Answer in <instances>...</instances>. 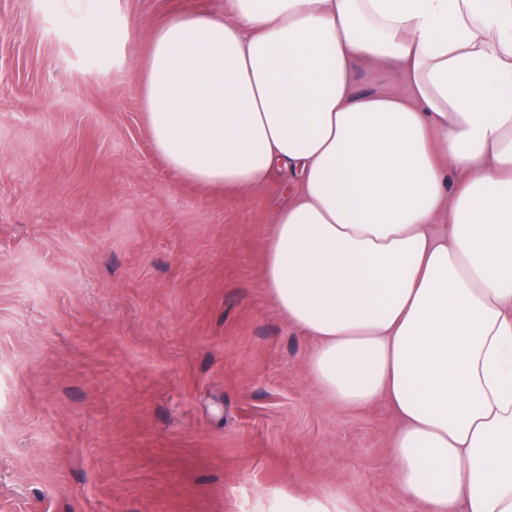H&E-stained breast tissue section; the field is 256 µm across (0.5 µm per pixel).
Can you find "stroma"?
<instances>
[{
  "mask_svg": "<svg viewBox=\"0 0 512 512\" xmlns=\"http://www.w3.org/2000/svg\"><path fill=\"white\" fill-rule=\"evenodd\" d=\"M0 0V512H406L386 403L320 399L263 283L285 177L219 192L154 152L136 90L169 13ZM353 505L340 492L330 494L326 503H319L317 508L305 509L303 505L295 499H289V512H357L353 511Z\"/></svg>",
  "mask_w": 512,
  "mask_h": 512,
  "instance_id": "stroma-1",
  "label": "stroma"
}]
</instances>
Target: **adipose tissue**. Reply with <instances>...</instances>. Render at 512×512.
<instances>
[{
    "mask_svg": "<svg viewBox=\"0 0 512 512\" xmlns=\"http://www.w3.org/2000/svg\"><path fill=\"white\" fill-rule=\"evenodd\" d=\"M136 87L184 181L287 173L268 297L322 398L392 408L402 498L512 512V0H224L165 19ZM356 84L361 92H377L389 87L384 76L364 67L357 69Z\"/></svg>",
    "mask_w": 512,
    "mask_h": 512,
    "instance_id": "obj_1",
    "label": "adipose tissue"
}]
</instances>
